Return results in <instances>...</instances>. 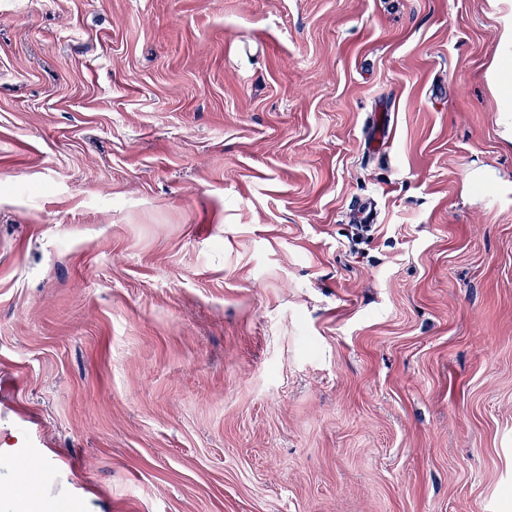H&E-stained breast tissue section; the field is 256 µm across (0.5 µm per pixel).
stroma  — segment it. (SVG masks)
<instances>
[{
  "label": "stroma",
  "mask_w": 512,
  "mask_h": 512,
  "mask_svg": "<svg viewBox=\"0 0 512 512\" xmlns=\"http://www.w3.org/2000/svg\"><path fill=\"white\" fill-rule=\"evenodd\" d=\"M18 436L36 512H512V0H0Z\"/></svg>",
  "instance_id": "1"
}]
</instances>
